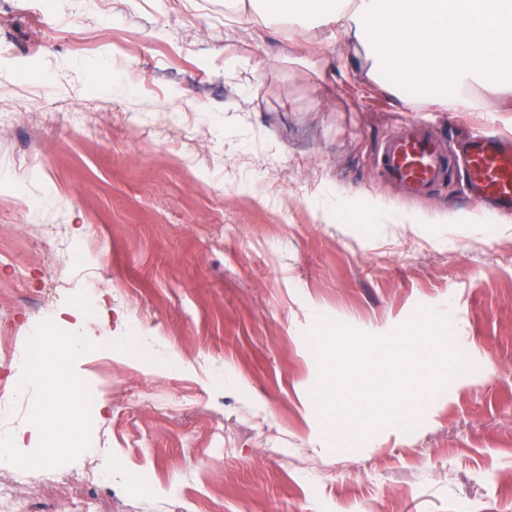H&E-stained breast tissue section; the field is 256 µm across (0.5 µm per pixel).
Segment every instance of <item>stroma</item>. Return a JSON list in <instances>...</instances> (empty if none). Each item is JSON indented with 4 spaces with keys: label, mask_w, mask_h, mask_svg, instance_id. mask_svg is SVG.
Here are the masks:
<instances>
[{
    "label": "stroma",
    "mask_w": 512,
    "mask_h": 512,
    "mask_svg": "<svg viewBox=\"0 0 512 512\" xmlns=\"http://www.w3.org/2000/svg\"><path fill=\"white\" fill-rule=\"evenodd\" d=\"M322 38L239 27L225 0H0V286L73 270L55 315L89 343L42 352L110 405L73 427L27 380L0 435L33 482L100 458L115 512L512 506V222L463 173L424 201L376 174L411 123L512 134V99L476 84L454 114ZM422 308L465 370L413 430L334 447L306 331L383 335Z\"/></svg>",
    "instance_id": "stroma-1"
}]
</instances>
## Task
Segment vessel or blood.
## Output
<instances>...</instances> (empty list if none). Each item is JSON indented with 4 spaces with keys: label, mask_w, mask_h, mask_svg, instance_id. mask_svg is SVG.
<instances>
[{
    "label": "vessel or blood",
    "mask_w": 512,
    "mask_h": 512,
    "mask_svg": "<svg viewBox=\"0 0 512 512\" xmlns=\"http://www.w3.org/2000/svg\"><path fill=\"white\" fill-rule=\"evenodd\" d=\"M454 161L465 170L466 189L475 204L491 201L500 215L512 218V136L476 133L457 156L441 139L416 130L389 138L378 166L386 181L405 186L419 199L446 180Z\"/></svg>",
    "instance_id": "b4317fda"
}]
</instances>
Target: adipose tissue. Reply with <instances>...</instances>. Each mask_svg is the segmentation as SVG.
Here are the masks:
<instances>
[{"mask_svg":"<svg viewBox=\"0 0 512 512\" xmlns=\"http://www.w3.org/2000/svg\"><path fill=\"white\" fill-rule=\"evenodd\" d=\"M235 20L266 16L329 39L357 41L372 70L394 71L400 82L423 87L448 111L467 106L472 84L512 95V0H231ZM30 374L44 380L51 400H64L66 415L78 407V388L61 372L30 357Z\"/></svg>","mask_w":512,"mask_h":512,"instance_id":"adipose-tissue-1","label":"adipose tissue"}]
</instances>
